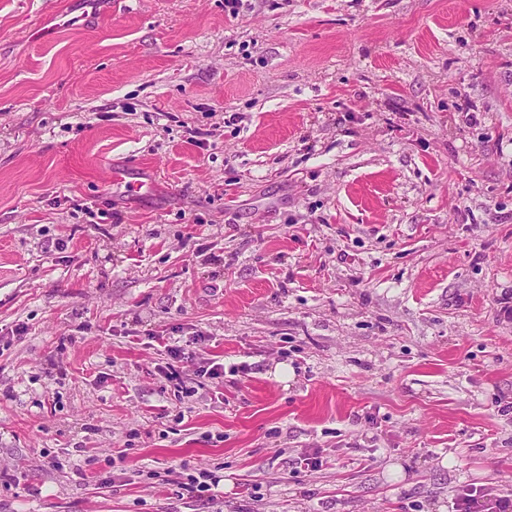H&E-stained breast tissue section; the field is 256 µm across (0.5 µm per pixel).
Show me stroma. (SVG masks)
I'll return each instance as SVG.
<instances>
[{"instance_id": "1", "label": "stroma", "mask_w": 512, "mask_h": 512, "mask_svg": "<svg viewBox=\"0 0 512 512\" xmlns=\"http://www.w3.org/2000/svg\"><path fill=\"white\" fill-rule=\"evenodd\" d=\"M471 488L512 499V0H0V512Z\"/></svg>"}]
</instances>
